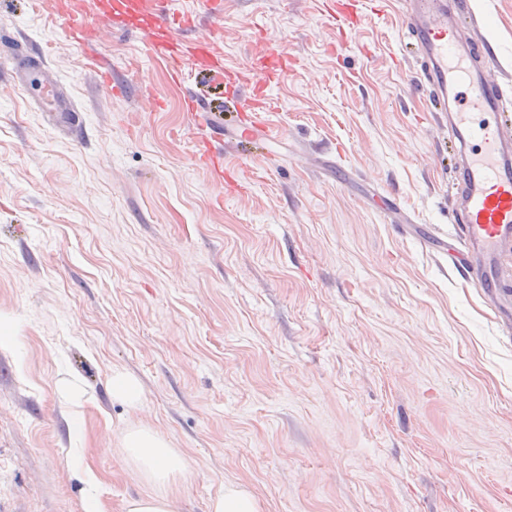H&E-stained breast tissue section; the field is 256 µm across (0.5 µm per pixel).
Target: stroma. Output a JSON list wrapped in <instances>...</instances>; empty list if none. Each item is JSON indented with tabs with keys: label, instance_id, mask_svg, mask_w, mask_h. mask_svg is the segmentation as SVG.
Instances as JSON below:
<instances>
[{
	"label": "stroma",
	"instance_id": "obj_1",
	"mask_svg": "<svg viewBox=\"0 0 512 512\" xmlns=\"http://www.w3.org/2000/svg\"><path fill=\"white\" fill-rule=\"evenodd\" d=\"M0 0L75 108L44 111L0 50V512H512V340L474 282L426 249L454 232L455 156L403 0L339 35L325 0H223L228 67L269 42L270 138L228 153L241 189L191 161L205 120L135 33L95 47L165 101L102 88L48 15ZM512 87V0H470ZM142 401H113V372ZM80 390L64 400L63 382ZM146 424L185 460L151 482L121 444ZM210 512H258V510L248 493L235 487H228L223 494L213 500ZM174 504L168 499L147 495L130 500L127 512H175Z\"/></svg>",
	"mask_w": 512,
	"mask_h": 512
}]
</instances>
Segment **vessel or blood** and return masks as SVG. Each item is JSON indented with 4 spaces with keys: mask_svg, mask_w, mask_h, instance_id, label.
<instances>
[{
    "mask_svg": "<svg viewBox=\"0 0 512 512\" xmlns=\"http://www.w3.org/2000/svg\"><path fill=\"white\" fill-rule=\"evenodd\" d=\"M404 19L408 39L422 50L421 81L433 92L434 109L453 135L457 157L452 200L459 216V233L445 240L426 232L424 245L448 257L475 280L494 310L503 335L512 334V289L502 276V260L512 252V92L494 79L498 59L485 52L482 67H474L472 45L462 39L465 20L474 19L468 0H408ZM222 0H201L199 8L182 12L173 0H82L72 7L58 4L52 21L72 45L97 43L103 31L135 26L150 54L169 63L173 78L186 73H222L224 55L209 36H195L201 18L222 17ZM24 90L51 102L53 111H71L43 64L40 53L21 50ZM287 72L282 52L265 50L248 65L247 75L233 74L239 101L250 122L238 129V142L256 134L271 136L265 120L271 104L267 87ZM195 166L216 177L235 181L224 171V148L216 141L198 143Z\"/></svg>",
    "mask_w": 512,
    "mask_h": 512,
    "instance_id": "obj_1",
    "label": "vessel or blood"
}]
</instances>
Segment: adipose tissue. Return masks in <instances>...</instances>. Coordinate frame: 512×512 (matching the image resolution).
Instances as JSON below:
<instances>
[{
    "instance_id": "adipose-tissue-1",
    "label": "adipose tissue",
    "mask_w": 512,
    "mask_h": 512,
    "mask_svg": "<svg viewBox=\"0 0 512 512\" xmlns=\"http://www.w3.org/2000/svg\"><path fill=\"white\" fill-rule=\"evenodd\" d=\"M122 444L154 482H167L171 476L186 469L183 457L150 427L127 429Z\"/></svg>"
}]
</instances>
